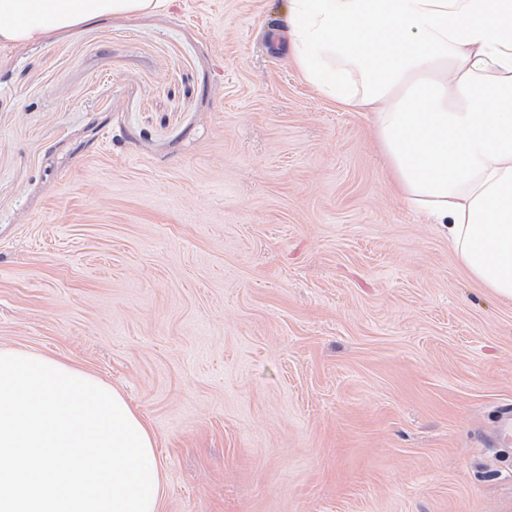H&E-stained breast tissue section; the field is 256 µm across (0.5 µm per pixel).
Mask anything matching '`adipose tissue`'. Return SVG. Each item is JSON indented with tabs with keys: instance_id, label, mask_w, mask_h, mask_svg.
Returning a JSON list of instances; mask_svg holds the SVG:
<instances>
[{
	"instance_id": "1",
	"label": "adipose tissue",
	"mask_w": 512,
	"mask_h": 512,
	"mask_svg": "<svg viewBox=\"0 0 512 512\" xmlns=\"http://www.w3.org/2000/svg\"><path fill=\"white\" fill-rule=\"evenodd\" d=\"M170 2L0 0V46ZM284 25L302 77L371 113L404 200L512 302V0H288ZM155 448L94 374L0 347V512H161Z\"/></svg>"
}]
</instances>
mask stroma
Here are the masks:
<instances>
[{
  "mask_svg": "<svg viewBox=\"0 0 512 512\" xmlns=\"http://www.w3.org/2000/svg\"><path fill=\"white\" fill-rule=\"evenodd\" d=\"M286 5L0 47V347L123 394L161 512H512V303L303 79Z\"/></svg>",
  "mask_w": 512,
  "mask_h": 512,
  "instance_id": "1",
  "label": "stroma"
}]
</instances>
